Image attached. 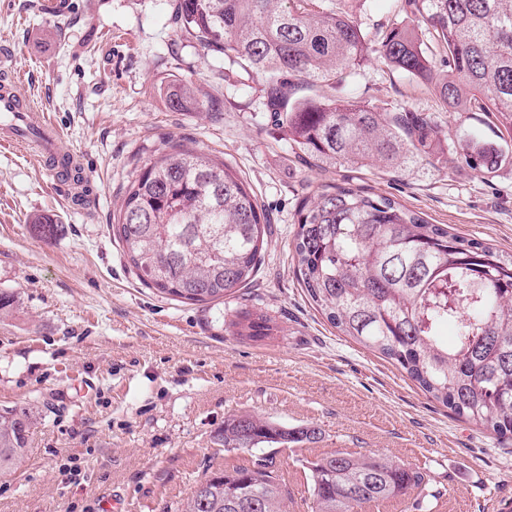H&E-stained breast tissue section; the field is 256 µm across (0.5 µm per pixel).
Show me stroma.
<instances>
[{"label":"stroma","instance_id":"stroma-1","mask_svg":"<svg viewBox=\"0 0 512 512\" xmlns=\"http://www.w3.org/2000/svg\"><path fill=\"white\" fill-rule=\"evenodd\" d=\"M335 3L373 39L404 0ZM170 15V0H0V49L11 53L0 86L48 115L89 191L87 203L71 201L73 181L0 130V291L16 299L0 314V412L24 408L33 421L23 465L0 475V512H177L205 474L245 461L217 442L242 413L320 432L271 448L288 512H310L302 460L334 451L427 472L421 510L390 500L367 512H506L512 437L457 418L341 335L307 298L290 248L299 201L347 182L510 254L512 169L478 177L453 156L397 173L319 165L268 121L260 78H223V59ZM176 80L220 111L172 110ZM335 94L430 113L451 136L462 122L493 129L481 112H446L433 83L374 62ZM176 144L224 160L273 227L254 281L217 306L148 288L112 237L129 181ZM40 218L57 224L55 237L32 233ZM245 311L267 315L269 336L234 335Z\"/></svg>","mask_w":512,"mask_h":512}]
</instances>
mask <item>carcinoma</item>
Listing matches in <instances>:
<instances>
[{
  "instance_id": "carcinoma-1",
  "label": "carcinoma",
  "mask_w": 512,
  "mask_h": 512,
  "mask_svg": "<svg viewBox=\"0 0 512 512\" xmlns=\"http://www.w3.org/2000/svg\"><path fill=\"white\" fill-rule=\"evenodd\" d=\"M370 40L349 13L325 0H175L174 22L204 49L261 78L266 111L288 140L321 164L394 172L454 153L478 176L512 160V0H405ZM432 33L440 60L424 41ZM376 60L433 81L447 111L493 117L497 141L464 131L448 142L429 114L381 111L356 97H296L330 87ZM177 111L219 103L194 87L168 91ZM112 234L145 285L208 307L252 282L270 225L245 181L224 161L182 144L158 152L129 183ZM298 281L343 335L399 365L432 399L501 436H512V256L431 223L423 213L345 183L302 199L291 243ZM236 335L270 330L261 313L231 323ZM455 329L452 341L441 329ZM31 419L0 415V473L22 464ZM318 440L312 427L286 428L251 414L224 421L219 444L250 459L200 479L181 512H288L291 491L273 457L254 450ZM312 512H365L414 497L426 474L381 455L333 452L302 463Z\"/></svg>"
}]
</instances>
